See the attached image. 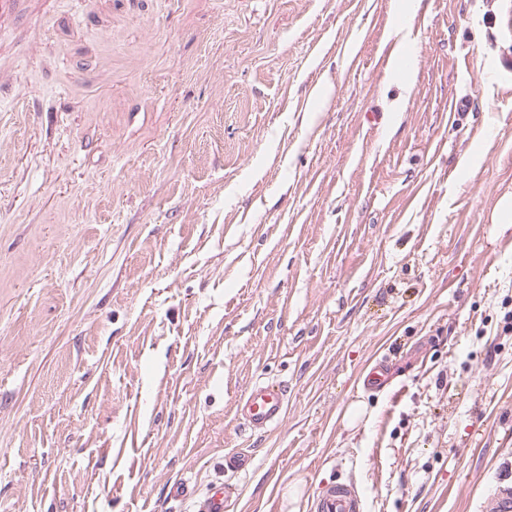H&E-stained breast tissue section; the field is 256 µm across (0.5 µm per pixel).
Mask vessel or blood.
<instances>
[{
  "label": "vessel or blood",
  "instance_id": "vessel-or-blood-1",
  "mask_svg": "<svg viewBox=\"0 0 512 512\" xmlns=\"http://www.w3.org/2000/svg\"><path fill=\"white\" fill-rule=\"evenodd\" d=\"M287 390L273 381L254 382L237 401L236 414L252 432L261 433L280 424L286 415ZM233 488L212 493L200 500L196 512H228ZM313 512H364V500L358 487L349 481L336 483L312 505Z\"/></svg>",
  "mask_w": 512,
  "mask_h": 512
}]
</instances>
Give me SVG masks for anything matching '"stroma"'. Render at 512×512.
Returning a JSON list of instances; mask_svg holds the SVG:
<instances>
[{"mask_svg":"<svg viewBox=\"0 0 512 512\" xmlns=\"http://www.w3.org/2000/svg\"><path fill=\"white\" fill-rule=\"evenodd\" d=\"M510 12L25 0L0 27V512H194L220 485L232 512H312L349 479L364 512H490ZM258 380L288 412L253 434ZM287 395L280 382L256 381L238 399L236 415L250 431L265 432L284 420Z\"/></svg>","mask_w":512,"mask_h":512,"instance_id":"35a3bbf8","label":"stroma"}]
</instances>
